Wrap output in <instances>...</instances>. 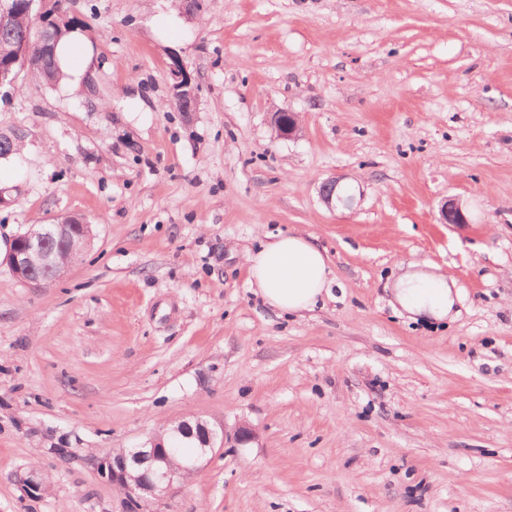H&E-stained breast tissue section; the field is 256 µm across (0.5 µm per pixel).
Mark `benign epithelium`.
Segmentation results:
<instances>
[{
  "label": "benign epithelium",
  "mask_w": 512,
  "mask_h": 512,
  "mask_svg": "<svg viewBox=\"0 0 512 512\" xmlns=\"http://www.w3.org/2000/svg\"><path fill=\"white\" fill-rule=\"evenodd\" d=\"M35 16L40 19L41 32L46 37L67 21L64 14L47 15L39 11ZM21 57L22 54L18 53L16 58L7 59L0 64V98L8 96L4 87L16 84ZM170 75L177 109L181 112L195 111L198 103L197 87L183 61L176 55L172 57ZM271 125L278 138H292L299 131L295 113L288 110L273 113ZM338 186L339 180L333 177L324 181L320 187L322 200L329 207L337 200L344 201V198L336 197ZM439 214L442 224L468 223L461 205L453 199H448L441 205ZM77 223L79 220L73 217L64 218L56 224H44L37 231L29 228L16 234L3 263L17 279L36 287L48 282V278L40 275L44 269L52 272L53 280L62 277L70 267L82 260L85 247L91 240V234L86 232L82 247L77 249L69 244L70 226ZM52 240L61 241L62 247L66 249L61 262L48 248V242ZM196 426L200 430V452L193 459L172 462L171 450L164 444L163 437L152 435L142 446L125 449L119 453L114 452L112 456L98 463L99 474L124 490L125 512H130L137 506L148 507L153 502L167 497L175 485L186 481L187 475L198 472L203 461L215 452L216 448L224 445V440L231 438L236 444L244 445L256 438L254 430L246 425L238 426L231 436L225 429L216 430L202 421L196 422ZM146 461L155 462V466L142 467ZM18 484L24 494L37 496L43 489V478L32 469L19 476Z\"/></svg>",
  "instance_id": "1"
}]
</instances>
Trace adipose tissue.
Returning a JSON list of instances; mask_svg holds the SVG:
<instances>
[{
    "mask_svg": "<svg viewBox=\"0 0 512 512\" xmlns=\"http://www.w3.org/2000/svg\"><path fill=\"white\" fill-rule=\"evenodd\" d=\"M62 71L71 89H78L91 73L92 50L80 31H72L57 47ZM252 284L264 301L284 312L311 309L322 297L329 274L328 258L307 236L295 232L275 237L248 257ZM396 304L410 318L444 321L458 292L451 275L425 263L409 264L393 283Z\"/></svg>",
    "mask_w": 512,
    "mask_h": 512,
    "instance_id": "obj_1",
    "label": "adipose tissue"
}]
</instances>
